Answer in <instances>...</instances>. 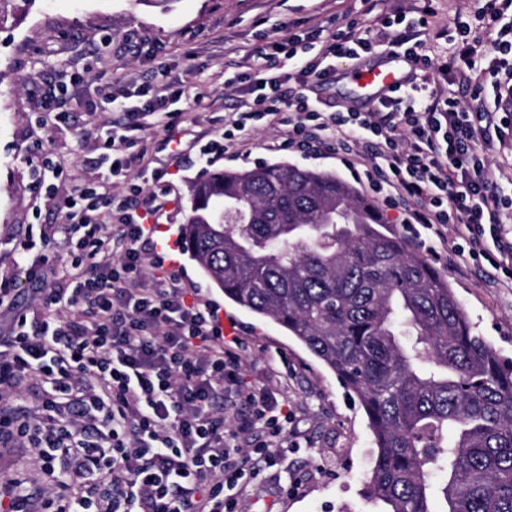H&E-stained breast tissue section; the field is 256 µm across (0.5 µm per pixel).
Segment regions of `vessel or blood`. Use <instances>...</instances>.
Masks as SVG:
<instances>
[{
    "label": "vessel or blood",
    "instance_id": "b4317fda",
    "mask_svg": "<svg viewBox=\"0 0 512 512\" xmlns=\"http://www.w3.org/2000/svg\"><path fill=\"white\" fill-rule=\"evenodd\" d=\"M407 62L404 55L382 53L368 63L349 62L341 74L352 83L357 97L372 103L405 85L408 78L405 71Z\"/></svg>",
    "mask_w": 512,
    "mask_h": 512
}]
</instances>
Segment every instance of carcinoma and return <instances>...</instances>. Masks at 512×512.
<instances>
[{
  "label": "carcinoma",
  "mask_w": 512,
  "mask_h": 512,
  "mask_svg": "<svg viewBox=\"0 0 512 512\" xmlns=\"http://www.w3.org/2000/svg\"><path fill=\"white\" fill-rule=\"evenodd\" d=\"M36 0H0V24ZM326 171L285 162L196 182L180 234L224 297L272 320L368 417L387 512H512V365L441 271Z\"/></svg>",
  "instance_id": "cac0c4a2"
}]
</instances>
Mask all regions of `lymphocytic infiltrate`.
Returning <instances> with one entry per match:
<instances>
[{
	"label": "lymphocytic infiltrate",
	"instance_id": "obj_1",
	"mask_svg": "<svg viewBox=\"0 0 512 512\" xmlns=\"http://www.w3.org/2000/svg\"><path fill=\"white\" fill-rule=\"evenodd\" d=\"M512 0H487L483 29L496 56L494 83L475 79L478 64L469 25H456L448 59L453 81L477 100L474 108L413 84L366 112H325L315 87L328 83L340 59L371 51L401 52L427 68L422 32L394 13L378 31L357 22L321 35H265L252 76L254 95L224 120V138L206 141L199 156L250 139L257 123L278 128L282 147H336L352 158L373 148L375 190L386 206L411 203V223L443 237L446 225L512 281V240L503 211L512 206L487 151L505 130L491 107L512 97ZM178 124L154 105L123 109L103 139L108 181L82 187L60 206L64 255L27 267L38 306L16 304L0 282V307L13 330L0 342V396L23 381L42 389L33 414L0 412V441L30 448L51 479L42 512H239L244 477L254 461L275 464L273 438L287 432L288 412L271 397L244 393L248 415L225 429L215 402L238 383V338H226L213 307L186 302L168 278H148L139 243L153 234L158 209L116 199L112 180L127 176L148 123ZM122 220L101 224L103 209ZM82 479L72 488L73 479Z\"/></svg>",
	"mask_w": 512,
	"mask_h": 512
}]
</instances>
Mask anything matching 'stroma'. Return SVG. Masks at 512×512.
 I'll return each mask as SVG.
<instances>
[{
    "label": "stroma",
    "mask_w": 512,
    "mask_h": 512,
    "mask_svg": "<svg viewBox=\"0 0 512 512\" xmlns=\"http://www.w3.org/2000/svg\"><path fill=\"white\" fill-rule=\"evenodd\" d=\"M485 0H404L410 19H423L431 35L435 65L430 85L450 97L462 91L441 64L453 45L438 38L454 19L474 22ZM352 0H177L165 12L147 0H37L17 25L0 28V280L26 288L16 258L23 244L57 243L62 222L57 198L96 184L106 174L97 139L111 125L116 103L105 100L99 81L123 95L135 76L155 85L182 89L183 114L175 132L150 126L139 144L146 148L149 173H131L140 202L158 201L157 230L144 249L159 258L163 271L179 273L187 300L209 301L220 321L232 323L242 343L240 390H225L226 420L244 415L240 391L265 393L288 405V450L275 466L253 480L241 512H383L365 486L376 448L359 401L336 375L273 321L231 301L203 275L175 239L188 214V190L205 169L195 136H221L224 117L248 98V76L258 61L264 34L303 27L342 26ZM68 93L41 112L32 99L55 85ZM181 141L173 152L169 138ZM288 162L350 179L335 152L284 150L273 128L258 127L250 149L225 153L216 169H244L259 163ZM63 169L61 178L53 170ZM164 171L160 181L150 173ZM430 264L444 272L476 333L499 357L512 362V288L486 261L442 249ZM26 481L30 512H39L48 485L30 449H0V479Z\"/></svg>",
    "instance_id": "1"
}]
</instances>
